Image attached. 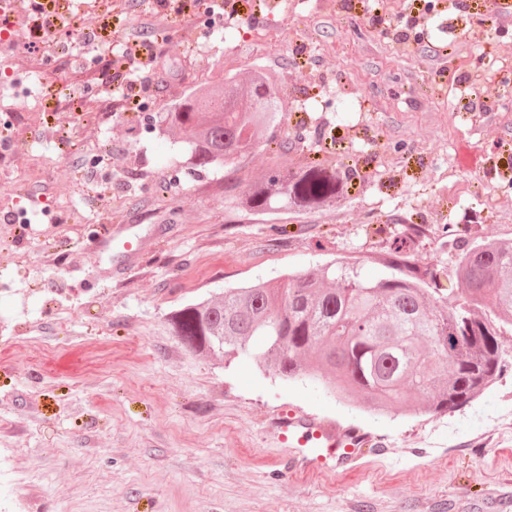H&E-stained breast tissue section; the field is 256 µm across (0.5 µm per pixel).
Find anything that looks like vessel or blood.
Wrapping results in <instances>:
<instances>
[{
	"label": "vessel or blood",
	"instance_id": "vessel-or-blood-1",
	"mask_svg": "<svg viewBox=\"0 0 512 512\" xmlns=\"http://www.w3.org/2000/svg\"><path fill=\"white\" fill-rule=\"evenodd\" d=\"M285 440L299 449L288 457L289 470H335L353 463L367 443L362 434L313 418H289L279 422Z\"/></svg>",
	"mask_w": 512,
	"mask_h": 512
}]
</instances>
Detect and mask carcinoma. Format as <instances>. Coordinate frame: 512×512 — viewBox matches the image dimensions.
<instances>
[{
  "label": "carcinoma",
  "mask_w": 512,
  "mask_h": 512,
  "mask_svg": "<svg viewBox=\"0 0 512 512\" xmlns=\"http://www.w3.org/2000/svg\"><path fill=\"white\" fill-rule=\"evenodd\" d=\"M282 111L274 77L255 68L244 80L203 83L160 113L159 131L184 144L193 166L224 167V199L233 211L336 206L348 181L316 162L276 166L261 178L245 172L243 162ZM454 241L457 294L440 296V273L419 267L396 238L378 279L335 262L184 303L166 326L190 350L228 361L260 340L257 359L279 378L306 374L373 410L428 389L425 410L437 414L497 378L500 336L512 334V239L474 244L456 229Z\"/></svg>",
  "instance_id": "carcinoma-1"
}]
</instances>
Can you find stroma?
<instances>
[{
    "mask_svg": "<svg viewBox=\"0 0 512 512\" xmlns=\"http://www.w3.org/2000/svg\"><path fill=\"white\" fill-rule=\"evenodd\" d=\"M506 22L486 33L482 0H368L387 33L360 25L343 0H263L248 23L200 12L175 25L144 111L119 119L111 81L95 82L82 25L118 41L136 12L80 5L69 53L12 68L0 55V125L14 123L15 154L0 164V213L25 214L27 236L0 223V504L35 512H512V335L493 385L467 405L424 412L425 397L377 415L321 385L284 381L254 355L232 361L191 352L166 327L182 303L346 259L382 274L389 233L408 230L420 264L451 267L444 227L471 240L512 238V73L476 63L512 60ZM413 22L419 41L396 34ZM470 36L452 55L456 33ZM271 72L284 114L261 146L267 161H318L352 173L333 208L241 215L224 202V171L198 170L157 117L204 81ZM478 70L469 112L454 80ZM70 123L72 146L55 126ZM99 193L73 174L32 175L36 160L89 158ZM194 191L195 206L180 201ZM123 230L98 246L103 226ZM139 244L127 255L125 242ZM314 417L370 434L356 467L283 473L278 419Z\"/></svg>",
    "mask_w": 512,
    "mask_h": 512,
    "instance_id": "35a3bbf8",
    "label": "stroma"
}]
</instances>
